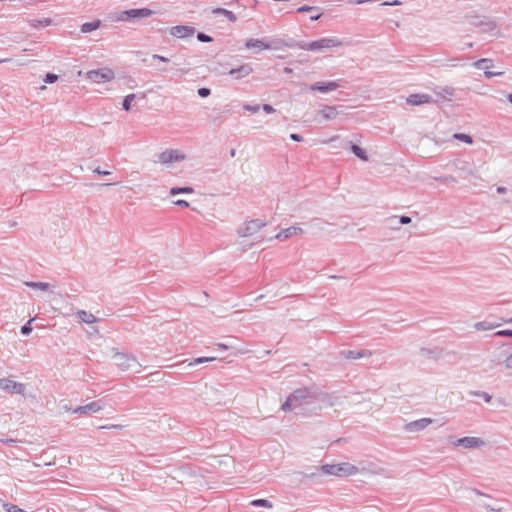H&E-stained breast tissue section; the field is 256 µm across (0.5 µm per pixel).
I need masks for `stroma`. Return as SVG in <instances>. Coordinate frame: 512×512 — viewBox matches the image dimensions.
<instances>
[{"label": "stroma", "instance_id": "35a3bbf8", "mask_svg": "<svg viewBox=\"0 0 512 512\" xmlns=\"http://www.w3.org/2000/svg\"><path fill=\"white\" fill-rule=\"evenodd\" d=\"M0 512H512V0H0Z\"/></svg>", "mask_w": 512, "mask_h": 512}]
</instances>
